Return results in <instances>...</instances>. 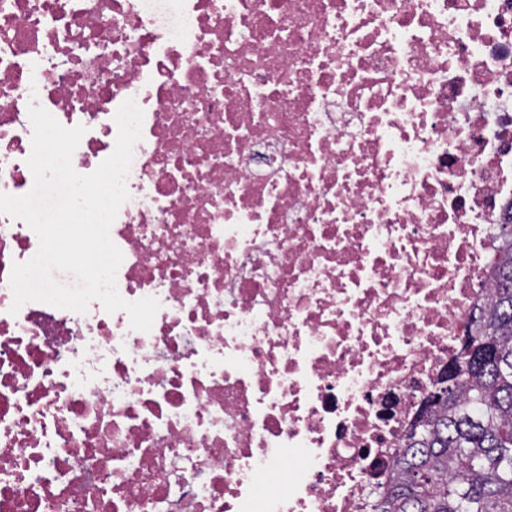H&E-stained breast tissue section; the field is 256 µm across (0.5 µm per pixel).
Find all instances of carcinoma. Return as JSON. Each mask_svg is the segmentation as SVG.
I'll list each match as a JSON object with an SVG mask.
<instances>
[{"label":"carcinoma","mask_w":512,"mask_h":512,"mask_svg":"<svg viewBox=\"0 0 512 512\" xmlns=\"http://www.w3.org/2000/svg\"><path fill=\"white\" fill-rule=\"evenodd\" d=\"M494 284L467 338L462 384L425 400L377 512H512V223L501 225Z\"/></svg>","instance_id":"cac0c4a2"}]
</instances>
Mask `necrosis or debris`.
I'll return each mask as SVG.
<instances>
[{"label":"necrosis or debris","instance_id":"4bbe7bcc","mask_svg":"<svg viewBox=\"0 0 512 512\" xmlns=\"http://www.w3.org/2000/svg\"><path fill=\"white\" fill-rule=\"evenodd\" d=\"M129 99L116 287L160 308L11 313L0 213V512H371L490 293L512 0H0V192L30 103L87 175Z\"/></svg>","mask_w":512,"mask_h":512}]
</instances>
